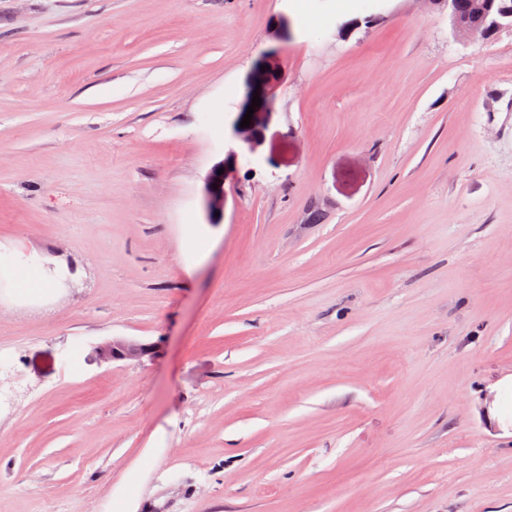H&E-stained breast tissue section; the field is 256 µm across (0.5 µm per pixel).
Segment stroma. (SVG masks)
Returning a JSON list of instances; mask_svg holds the SVG:
<instances>
[{
    "label": "stroma",
    "mask_w": 512,
    "mask_h": 512,
    "mask_svg": "<svg viewBox=\"0 0 512 512\" xmlns=\"http://www.w3.org/2000/svg\"><path fill=\"white\" fill-rule=\"evenodd\" d=\"M0 252V512H512V29L0 0ZM219 169H224L223 162L219 161L211 168L203 187L208 220L213 224L221 223L224 219V172L218 174ZM213 183L217 184V189H213ZM216 211H219V217L215 216ZM2 266L10 267L14 272L18 288H25L32 291L38 288H44V283L38 277V263L30 260L26 263L13 264L2 259L0 255V268ZM96 348L101 361L106 363L118 360H141L144 357L151 358L155 354L153 344L123 338H112L110 341L100 343Z\"/></svg>",
    "instance_id": "1"
}]
</instances>
